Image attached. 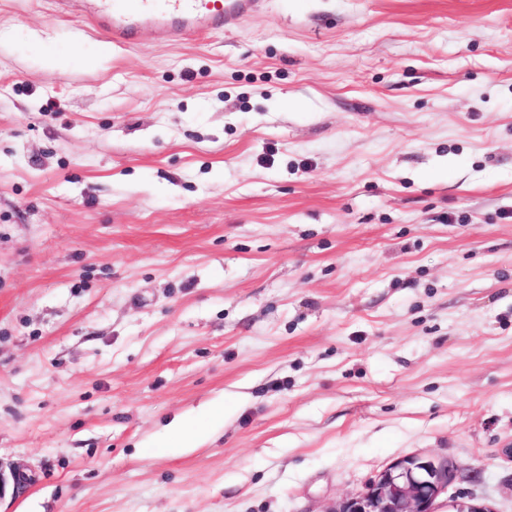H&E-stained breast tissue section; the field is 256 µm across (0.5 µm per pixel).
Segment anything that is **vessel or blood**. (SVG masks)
<instances>
[{
	"label": "vessel or blood",
	"instance_id": "b4317fda",
	"mask_svg": "<svg viewBox=\"0 0 512 512\" xmlns=\"http://www.w3.org/2000/svg\"><path fill=\"white\" fill-rule=\"evenodd\" d=\"M114 44H136L143 26L168 41L185 42L201 33H220L255 16L261 0H66Z\"/></svg>",
	"mask_w": 512,
	"mask_h": 512
}]
</instances>
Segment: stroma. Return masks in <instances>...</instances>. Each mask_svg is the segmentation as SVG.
<instances>
[{"label": "stroma", "mask_w": 512, "mask_h": 512, "mask_svg": "<svg viewBox=\"0 0 512 512\" xmlns=\"http://www.w3.org/2000/svg\"><path fill=\"white\" fill-rule=\"evenodd\" d=\"M511 448L512 0H0V512H332L411 454L512 512ZM114 44H136L144 25L167 41L185 42L200 33H222L255 16L261 0H66Z\"/></svg>", "instance_id": "1"}]
</instances>
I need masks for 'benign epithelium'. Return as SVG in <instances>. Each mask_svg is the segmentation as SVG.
Returning a JSON list of instances; mask_svg holds the SVG:
<instances>
[{
	"mask_svg": "<svg viewBox=\"0 0 512 512\" xmlns=\"http://www.w3.org/2000/svg\"><path fill=\"white\" fill-rule=\"evenodd\" d=\"M461 466L448 459L411 455L380 472L357 497L331 512H434L436 499L448 489ZM448 512H493L485 503L451 500Z\"/></svg>",
	"mask_w": 512,
	"mask_h": 512,
	"instance_id": "7a95c632",
	"label": "benign epithelium"
}]
</instances>
